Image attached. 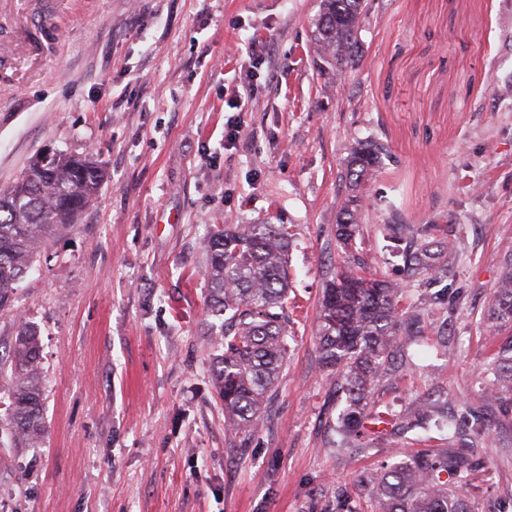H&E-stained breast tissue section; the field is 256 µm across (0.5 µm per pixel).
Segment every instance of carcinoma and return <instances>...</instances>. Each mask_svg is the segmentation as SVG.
Listing matches in <instances>:
<instances>
[{"mask_svg":"<svg viewBox=\"0 0 512 512\" xmlns=\"http://www.w3.org/2000/svg\"><path fill=\"white\" fill-rule=\"evenodd\" d=\"M366 0H320L314 46L320 72L336 79L357 63L361 17ZM384 148L357 144L344 173L346 195L339 209L337 236L344 248L360 232V202L373 173L383 162ZM102 169L90 159L55 152L39 155L14 184L0 189V308L14 299L16 288L34 270L54 230L74 222L95 199ZM414 230L396 239L407 279L423 272L438 276L447 263L417 241ZM288 228L274 224H224L205 243L210 337L217 353L211 375L224 404V420L238 445L262 426L266 403L273 395L287 351ZM405 288L365 278L350 268L336 272L327 284L318 328L322 366L336 390L345 395L338 416V450L365 423L388 418L373 411L376 385L421 332L420 320L403 310ZM490 316L512 324V254L505 258ZM44 373L36 330L24 325L12 337L8 357L0 354V386L10 399L0 419V447L36 448L46 438ZM512 393V340L499 344L488 392ZM457 434L445 402L425 400L407 428ZM472 463L450 448H425L395 464L371 472L359 482L374 493L377 512H474L466 496Z\"/></svg>","mask_w":512,"mask_h":512,"instance_id":"cac0c4a2","label":"carcinoma"}]
</instances>
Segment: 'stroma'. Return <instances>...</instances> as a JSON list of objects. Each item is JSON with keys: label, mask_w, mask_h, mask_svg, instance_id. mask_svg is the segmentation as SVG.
I'll return each instance as SVG.
<instances>
[{"label": "stroma", "mask_w": 512, "mask_h": 512, "mask_svg": "<svg viewBox=\"0 0 512 512\" xmlns=\"http://www.w3.org/2000/svg\"><path fill=\"white\" fill-rule=\"evenodd\" d=\"M319 0H0V187L52 149L98 163L101 188L58 232L13 305L40 336L47 440L0 447V512H336L393 449L477 464L475 512H512V395L486 400L487 315L512 253V0H368L363 57L334 82L314 62ZM266 52L232 107L250 42ZM242 126L225 143L228 124ZM387 151L352 250L337 240L356 142ZM219 224H283L288 350L245 447H229L203 334L204 244ZM420 230L445 277L405 281L387 238ZM403 283L423 331L376 387L368 448L336 452L344 399L316 328L337 268ZM486 405L479 433L401 429L426 398Z\"/></svg>", "instance_id": "35a3bbf8"}]
</instances>
